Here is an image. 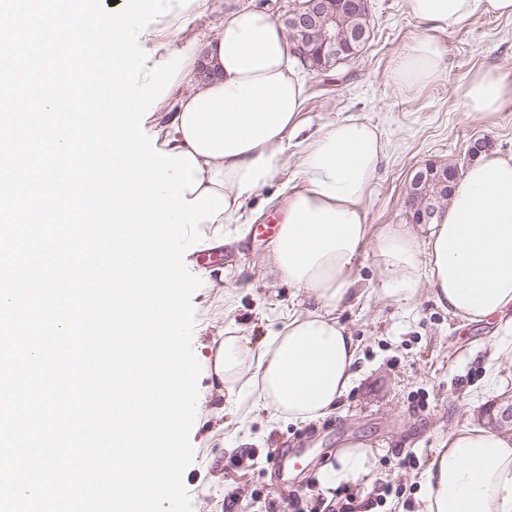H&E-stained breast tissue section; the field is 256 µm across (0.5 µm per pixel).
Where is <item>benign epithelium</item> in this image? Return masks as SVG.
<instances>
[{
    "label": "benign epithelium",
    "instance_id": "1",
    "mask_svg": "<svg viewBox=\"0 0 512 512\" xmlns=\"http://www.w3.org/2000/svg\"><path fill=\"white\" fill-rule=\"evenodd\" d=\"M360 10H367V0H306L285 16L291 53L312 71L329 70L357 56L356 44L361 37L349 36L343 20ZM459 174L456 164L441 168L427 165L415 173L406 191V206L414 223L428 224L434 218V206L422 186L433 185L435 197L446 200ZM478 419L504 431L512 428V399L482 408Z\"/></svg>",
    "mask_w": 512,
    "mask_h": 512
}]
</instances>
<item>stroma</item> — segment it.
I'll return each mask as SVG.
<instances>
[{"label":"stroma","mask_w":512,"mask_h":512,"mask_svg":"<svg viewBox=\"0 0 512 512\" xmlns=\"http://www.w3.org/2000/svg\"><path fill=\"white\" fill-rule=\"evenodd\" d=\"M367 5L371 36L365 51L330 70L306 72L303 117L310 132L356 117L383 133L388 153L366 198L374 236L386 225L407 223L406 188L422 164L466 162L477 139L512 153V101L482 120L467 117L460 98L461 85L477 69L492 66L512 80V17L478 13L462 26L430 33L407 14L404 0ZM429 33L447 50L441 78L412 91L397 87L390 78L396 57ZM299 149L298 138H289L282 170L250 202L253 223L243 225L239 239L222 244L220 260L199 268L213 285L192 296L196 358L212 357L214 341L230 329L260 343L307 307L270 273L271 242L255 232L256 225L281 220ZM338 318L359 342V371L324 420L269 426L265 411L236 414L234 402L213 389L212 378L199 376L190 432L194 458L183 474L192 512H226L230 492L243 501L262 493L257 512H282L289 498L301 495L333 505L348 494L364 499L371 485L335 486L325 479L337 448L350 439L369 444L374 483L398 489L382 512H417L418 476L449 430L476 424L485 404L512 392V360L493 357L489 349L496 342L512 350L502 320L469 323L426 295L408 313L367 295L339 310ZM421 395L427 399L423 407L417 404ZM285 444L322 456L300 484H281L271 474L270 453ZM407 451L415 454V466H397L396 457Z\"/></svg>","instance_id":"obj_1"}]
</instances>
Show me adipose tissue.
Here are the masks:
<instances>
[{"label":"adipose tissue","instance_id":"1","mask_svg":"<svg viewBox=\"0 0 512 512\" xmlns=\"http://www.w3.org/2000/svg\"><path fill=\"white\" fill-rule=\"evenodd\" d=\"M174 10L140 39L156 61L182 50V94L162 99L149 118L157 148L192 153L203 188L225 196L207 250L224 227L246 221L253 195L284 164L289 136L302 133L305 76L290 55L281 25L269 13L233 5L204 45L177 37L208 15L212 0H173ZM408 13L435 30L455 28L476 13L512 16V0H406ZM446 49L425 35L398 55L391 79L416 89L440 78ZM502 73L475 71L461 90L466 112H498L508 93ZM294 183L269 255L272 275L295 288L312 310L289 319L261 344L226 335L212 372L232 401L251 397L270 421L315 422L336 410L359 359L358 345L336 316L358 298L356 258L371 246L376 300L415 305L429 288L437 306L477 323L512 311V154L484 153L455 184L426 241L386 225L369 239L366 196L386 154L377 128L357 118L303 134ZM422 512H512V440L481 425L449 431L420 485Z\"/></svg>","mask_w":512,"mask_h":512}]
</instances>
